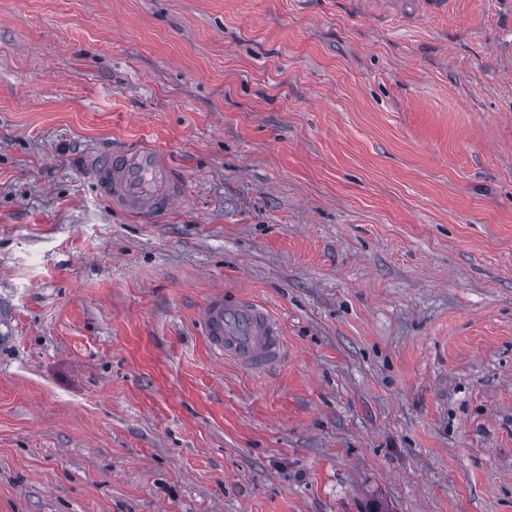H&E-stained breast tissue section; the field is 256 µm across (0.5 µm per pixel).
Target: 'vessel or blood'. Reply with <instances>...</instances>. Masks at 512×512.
I'll use <instances>...</instances> for the list:
<instances>
[{
	"instance_id": "1",
	"label": "vessel or blood",
	"mask_w": 512,
	"mask_h": 512,
	"mask_svg": "<svg viewBox=\"0 0 512 512\" xmlns=\"http://www.w3.org/2000/svg\"><path fill=\"white\" fill-rule=\"evenodd\" d=\"M89 180L114 212L147 224L161 222L185 191L182 172L149 143L92 155ZM199 319L214 354L249 370L270 368L288 356L279 322L252 300L215 290Z\"/></svg>"
}]
</instances>
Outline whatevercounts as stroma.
<instances>
[{
  "instance_id": "obj_1",
  "label": "stroma",
  "mask_w": 512,
  "mask_h": 512,
  "mask_svg": "<svg viewBox=\"0 0 512 512\" xmlns=\"http://www.w3.org/2000/svg\"><path fill=\"white\" fill-rule=\"evenodd\" d=\"M144 141L158 224L84 173ZM372 499L512 512V0H0V512ZM211 350L251 371H261L288 357L280 323L262 305L242 297L212 292L199 315Z\"/></svg>"
}]
</instances>
